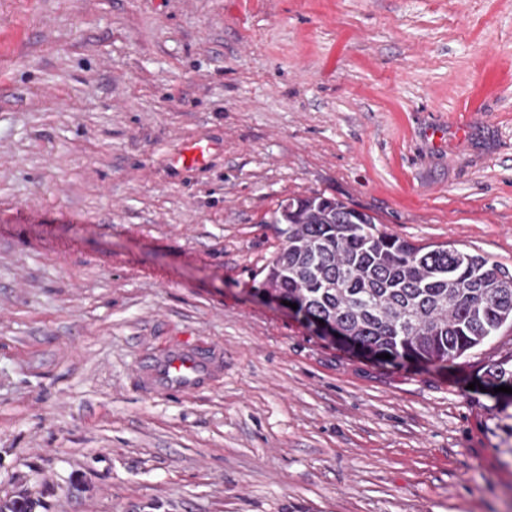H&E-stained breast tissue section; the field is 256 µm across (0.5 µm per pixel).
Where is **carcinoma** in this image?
Here are the masks:
<instances>
[{
	"label": "carcinoma",
	"mask_w": 512,
	"mask_h": 512,
	"mask_svg": "<svg viewBox=\"0 0 512 512\" xmlns=\"http://www.w3.org/2000/svg\"><path fill=\"white\" fill-rule=\"evenodd\" d=\"M283 244L262 291L336 325L353 345L387 363L445 367L512 326V271L476 253L415 245L376 219L320 195L292 198L272 213ZM483 383L512 388V354Z\"/></svg>",
	"instance_id": "cac0c4a2"
}]
</instances>
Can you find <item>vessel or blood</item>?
Here are the masks:
<instances>
[{"label":"vessel or blood","instance_id":"b4317fda","mask_svg":"<svg viewBox=\"0 0 512 512\" xmlns=\"http://www.w3.org/2000/svg\"><path fill=\"white\" fill-rule=\"evenodd\" d=\"M136 384L150 394L187 396L224 374V353L209 346L171 347L137 361Z\"/></svg>","mask_w":512,"mask_h":512}]
</instances>
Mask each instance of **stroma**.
Instances as JSON below:
<instances>
[{"label": "stroma", "instance_id": "35a3bbf8", "mask_svg": "<svg viewBox=\"0 0 512 512\" xmlns=\"http://www.w3.org/2000/svg\"><path fill=\"white\" fill-rule=\"evenodd\" d=\"M315 194L512 268V0H0V500L512 512L473 386L512 327L395 368L260 293ZM212 344L223 380L138 389ZM135 372L142 391L188 396L204 382L224 376V352L215 346L171 347L139 359Z\"/></svg>", "mask_w": 512, "mask_h": 512}]
</instances>
